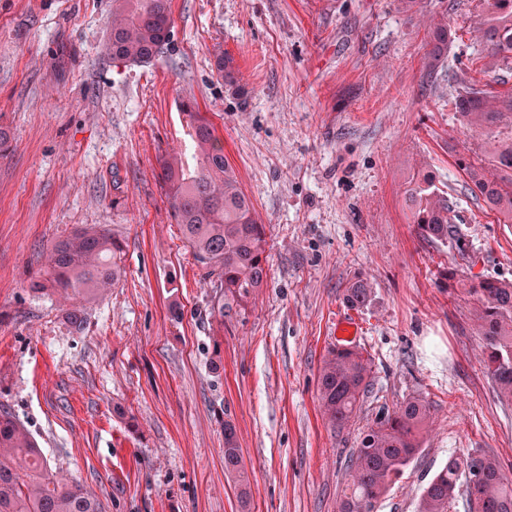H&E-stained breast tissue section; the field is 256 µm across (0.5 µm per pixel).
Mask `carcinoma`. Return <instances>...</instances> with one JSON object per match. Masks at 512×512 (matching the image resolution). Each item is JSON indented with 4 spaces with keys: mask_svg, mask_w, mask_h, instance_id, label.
Here are the masks:
<instances>
[{
    "mask_svg": "<svg viewBox=\"0 0 512 512\" xmlns=\"http://www.w3.org/2000/svg\"><path fill=\"white\" fill-rule=\"evenodd\" d=\"M479 28L493 67L512 63V0H490ZM172 0H112L107 49L112 58L149 65L173 44ZM429 70L448 51V22L430 21ZM216 69L230 85L237 83L232 59L221 56ZM457 109L467 123L488 127L512 114V92H495L468 84ZM193 150V165L178 155L159 160L160 180L169 212L179 225L204 277L215 288L211 314L224 326V315L242 306L267 286L265 228L251 198L243 191L224 156L213 123L202 113L184 112ZM473 191L512 224V138L497 145L490 171L462 164ZM407 206L419 234L433 242L458 236L448 197L427 179L407 190ZM122 242L104 225L81 227L54 242L43 253V272L33 278V293L57 294L69 307L65 322L83 329V309L73 300L95 301L120 282L124 270ZM478 302L477 320L484 336L483 361L501 398L512 400V283L479 276L470 281ZM368 281L346 288L345 300L364 305ZM368 360L357 350H328L319 376V400L327 424L341 430L355 420L371 383ZM431 419L430 403L412 397L390 410L380 409L361 437L346 466L347 488L338 512H374L392 482L419 453ZM224 475L237 490L241 508L249 503L243 458L233 426L224 423ZM466 486L473 512H512V475L492 456L473 452L451 456L427 483L418 512H448L460 486ZM0 512H104L84 486L55 470L32 433L10 412L0 410Z\"/></svg>",
    "mask_w": 512,
    "mask_h": 512,
    "instance_id": "1",
    "label": "carcinoma"
}]
</instances>
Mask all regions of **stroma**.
Segmentation results:
<instances>
[{"instance_id":"35a3bbf8","label":"stroma","mask_w":512,"mask_h":512,"mask_svg":"<svg viewBox=\"0 0 512 512\" xmlns=\"http://www.w3.org/2000/svg\"><path fill=\"white\" fill-rule=\"evenodd\" d=\"M112 0H0V406L105 512H241L224 475L232 424L250 512H336L346 463L380 407L433 406L419 454L377 512H416L449 456L512 466V403L484 365L472 276L512 283V224L472 190L512 118L470 127L456 100L483 72L486 0H172L174 49L145 66L106 51ZM448 57L427 72V15ZM232 58L238 82L217 73ZM206 113L265 227L266 288L223 323L157 174L190 160L183 102ZM431 178L460 239L420 237L404 207ZM87 224L122 240L124 277L85 307L29 290L40 255ZM368 301L349 308L358 279ZM181 318H172V305ZM371 393L333 432L319 368L339 317Z\"/></svg>"}]
</instances>
